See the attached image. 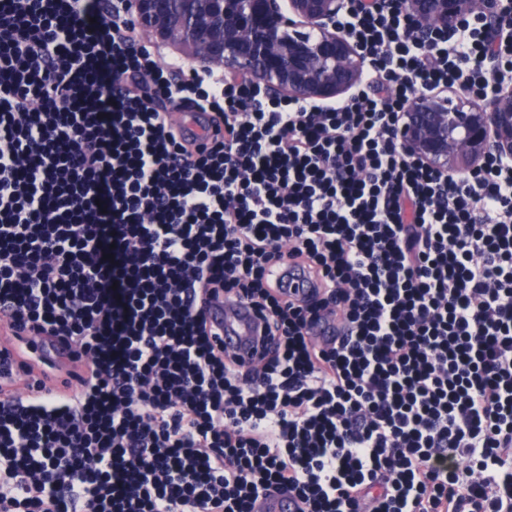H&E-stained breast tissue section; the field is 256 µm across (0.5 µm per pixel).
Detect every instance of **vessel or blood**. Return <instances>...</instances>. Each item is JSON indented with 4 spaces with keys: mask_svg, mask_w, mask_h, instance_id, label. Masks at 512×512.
<instances>
[{
    "mask_svg": "<svg viewBox=\"0 0 512 512\" xmlns=\"http://www.w3.org/2000/svg\"><path fill=\"white\" fill-rule=\"evenodd\" d=\"M209 319L230 353L246 362L255 359L262 324L249 308L236 303L220 304L211 308Z\"/></svg>",
    "mask_w": 512,
    "mask_h": 512,
    "instance_id": "vessel-or-blood-1",
    "label": "vessel or blood"
}]
</instances>
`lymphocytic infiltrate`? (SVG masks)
I'll return each mask as SVG.
<instances>
[{
    "label": "lymphocytic infiltrate",
    "instance_id": "f902f5d3",
    "mask_svg": "<svg viewBox=\"0 0 512 512\" xmlns=\"http://www.w3.org/2000/svg\"><path fill=\"white\" fill-rule=\"evenodd\" d=\"M337 24L368 65L311 104L166 59L112 0H0V512H512V160L454 178L397 139L512 45L488 63L476 17L420 44L400 0ZM209 319L224 337V347L230 353L245 362L256 358L262 324L249 308L236 303L216 305L211 308Z\"/></svg>",
    "mask_w": 512,
    "mask_h": 512
}]
</instances>
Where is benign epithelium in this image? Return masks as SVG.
<instances>
[{
	"mask_svg": "<svg viewBox=\"0 0 512 512\" xmlns=\"http://www.w3.org/2000/svg\"><path fill=\"white\" fill-rule=\"evenodd\" d=\"M116 0L157 45L180 47L198 66L245 78L269 95L301 102L340 99L360 84L366 61L336 20L347 0ZM423 42L478 16L493 50L512 41L497 0H401ZM402 149L453 177L476 172L491 154L512 158V86L480 97L457 90L417 93L398 127Z\"/></svg>",
	"mask_w": 512,
	"mask_h": 512,
	"instance_id": "1",
	"label": "benign epithelium"
}]
</instances>
